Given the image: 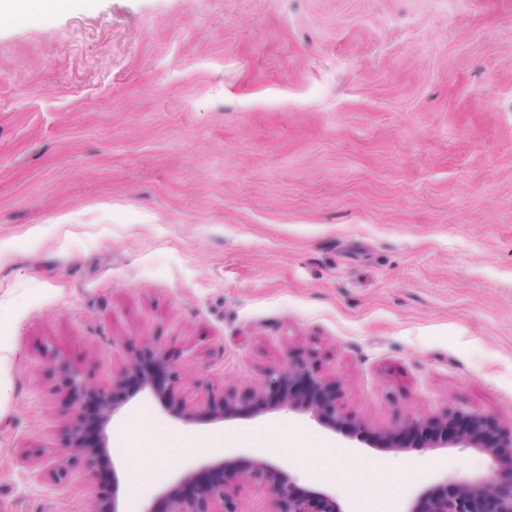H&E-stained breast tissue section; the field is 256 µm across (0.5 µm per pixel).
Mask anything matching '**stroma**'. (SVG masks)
Instances as JSON below:
<instances>
[{
	"mask_svg": "<svg viewBox=\"0 0 512 512\" xmlns=\"http://www.w3.org/2000/svg\"><path fill=\"white\" fill-rule=\"evenodd\" d=\"M162 347L190 402L248 393L285 356L338 379L371 431L451 404L512 425V0H68L0 22V512H92L57 454L60 363L105 386ZM171 435L280 421L342 451L352 506L388 512L487 471L462 448L352 447L310 415L184 423L138 393L113 418ZM210 455L173 449L126 488L144 512ZM384 479V470H373L370 475V482L368 484L355 485L351 489L353 499L358 503V506L362 509L361 512H372V511H385L375 510L374 507V489L372 486L379 484Z\"/></svg>",
	"mask_w": 512,
	"mask_h": 512,
	"instance_id": "obj_1",
	"label": "stroma"
}]
</instances>
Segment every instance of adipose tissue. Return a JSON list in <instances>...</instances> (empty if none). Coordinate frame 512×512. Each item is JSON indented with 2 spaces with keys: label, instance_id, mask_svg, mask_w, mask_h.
I'll list each match as a JSON object with an SVG mask.
<instances>
[{
  "label": "adipose tissue",
  "instance_id": "adipose-tissue-1",
  "mask_svg": "<svg viewBox=\"0 0 512 512\" xmlns=\"http://www.w3.org/2000/svg\"><path fill=\"white\" fill-rule=\"evenodd\" d=\"M248 440L255 447L292 449L294 463L306 468L314 477L332 479L338 472L339 451L312 445L289 425L255 429Z\"/></svg>",
  "mask_w": 512,
  "mask_h": 512
}]
</instances>
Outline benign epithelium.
Instances as JSON below:
<instances>
[{"mask_svg": "<svg viewBox=\"0 0 512 512\" xmlns=\"http://www.w3.org/2000/svg\"><path fill=\"white\" fill-rule=\"evenodd\" d=\"M63 387L75 396L77 407L67 431L64 454L83 462L94 482V512H122V489L117 474L102 481L101 468L109 461L106 429L121 408L114 389L135 380L167 414L192 422L204 416L222 422L238 416L241 398L227 390L219 398L188 402L175 392L179 375L167 353L153 345L133 357L123 374L108 386L90 384L83 373L60 367ZM335 380H326L306 363L286 358L269 379L251 390V398L266 403L271 411L287 409L305 413L329 425L348 429V436L366 441L370 429L362 419L350 416L337 404ZM400 431L428 436L431 448H470L490 458V470L467 479H449L425 491L407 512H512V427L505 428L489 415L447 406L438 413L406 419ZM233 459L217 460L199 472L183 473L159 495L162 512H242L237 490L224 475ZM239 478L262 485L271 493L269 512H347L336 496L298 485L285 468L255 457L239 472Z\"/></svg>", "mask_w": 512, "mask_h": 512, "instance_id": "7a95c632", "label": "benign epithelium"}]
</instances>
